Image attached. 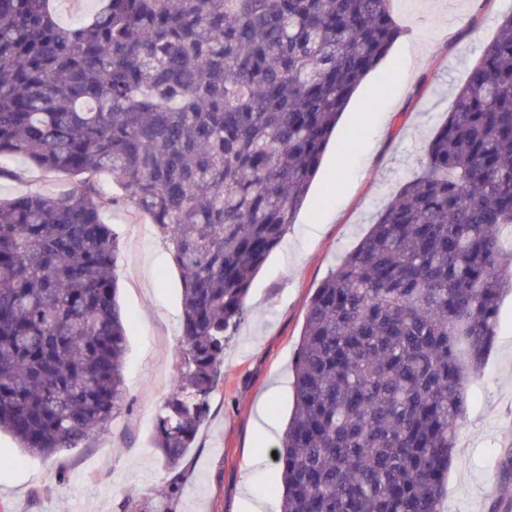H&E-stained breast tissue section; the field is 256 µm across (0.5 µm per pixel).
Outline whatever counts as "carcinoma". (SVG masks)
Here are the masks:
<instances>
[{
  "instance_id": "obj_1",
  "label": "carcinoma",
  "mask_w": 512,
  "mask_h": 512,
  "mask_svg": "<svg viewBox=\"0 0 512 512\" xmlns=\"http://www.w3.org/2000/svg\"><path fill=\"white\" fill-rule=\"evenodd\" d=\"M50 2L0 0V158L77 179L0 199V432L56 459L125 404L118 235L102 219L122 201L182 272L180 361L155 424L173 468L254 276L401 28L392 0H98L71 27ZM420 163L309 302L274 448L280 512H443L467 379L512 293V15Z\"/></svg>"
}]
</instances>
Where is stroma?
<instances>
[{
	"label": "stroma",
	"instance_id": "obj_1",
	"mask_svg": "<svg viewBox=\"0 0 512 512\" xmlns=\"http://www.w3.org/2000/svg\"><path fill=\"white\" fill-rule=\"evenodd\" d=\"M403 32L353 95L318 175L281 243L248 293L250 313L224 348V365L194 446L177 468L154 448L155 418L171 392L180 352L181 272L163 235L132 207L103 214L119 235L116 278L127 320L126 402L108 431L60 462L27 458L0 436V512H240L245 496L280 512L269 494L280 471L277 437L257 424L267 403L278 426L293 407L291 366L309 301L376 214L420 171L418 159L446 119L484 45L512 0H393ZM20 179L0 180V197L58 195L69 176L23 158ZM445 512H512V296L500 304L498 336L468 399Z\"/></svg>",
	"mask_w": 512,
	"mask_h": 512
}]
</instances>
